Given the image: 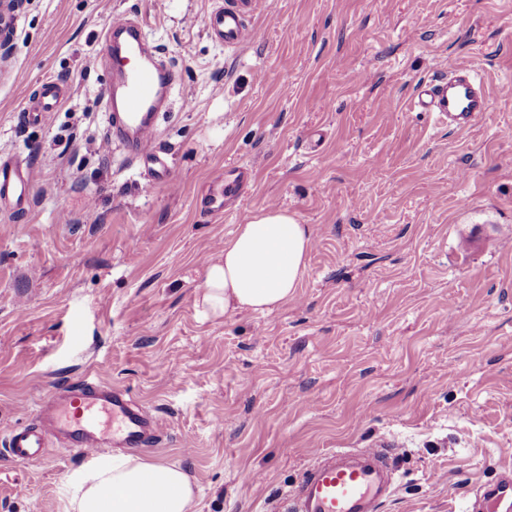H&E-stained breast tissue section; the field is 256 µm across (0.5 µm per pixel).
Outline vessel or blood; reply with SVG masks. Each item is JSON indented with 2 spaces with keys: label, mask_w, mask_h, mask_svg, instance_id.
<instances>
[{
  "label": "vessel or blood",
  "mask_w": 512,
  "mask_h": 512,
  "mask_svg": "<svg viewBox=\"0 0 512 512\" xmlns=\"http://www.w3.org/2000/svg\"><path fill=\"white\" fill-rule=\"evenodd\" d=\"M254 0H224L207 12L202 25L221 44L241 49L255 38L246 19ZM104 41L112 56V122L107 134L123 140L131 158L152 172L153 183H169L172 169L154 143V122L167 105L166 92L176 73L150 48L138 22L126 14L113 15ZM447 76L418 86L414 108L434 113L449 128L472 125L488 110V96L470 68L448 64ZM34 183L32 173H20L0 163V200L24 204ZM160 419L136 402L128 391L97 375L85 374L74 386L43 396L33 424L9 431L10 459L24 465L40 456L47 438L82 455L106 448L138 451L157 442ZM394 451L373 448H330L314 452L297 487L284 493L280 512H380L394 491ZM512 512V473L483 485L474 507Z\"/></svg>",
  "instance_id": "1"
}]
</instances>
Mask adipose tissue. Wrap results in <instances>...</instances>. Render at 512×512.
I'll list each match as a JSON object with an SVG mask.
<instances>
[{
  "mask_svg": "<svg viewBox=\"0 0 512 512\" xmlns=\"http://www.w3.org/2000/svg\"><path fill=\"white\" fill-rule=\"evenodd\" d=\"M312 248L308 225L287 210L254 211L206 264L195 305L203 318L268 313L294 298ZM68 512H196L189 474L174 463L100 455L66 477Z\"/></svg>",
  "mask_w": 512,
  "mask_h": 512,
  "instance_id": "ef3b65f1",
  "label": "adipose tissue"
}]
</instances>
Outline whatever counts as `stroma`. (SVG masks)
I'll return each instance as SVG.
<instances>
[{"label": "stroma", "instance_id": "35a3bbf8", "mask_svg": "<svg viewBox=\"0 0 512 512\" xmlns=\"http://www.w3.org/2000/svg\"><path fill=\"white\" fill-rule=\"evenodd\" d=\"M217 0H24L0 62V161L32 170L0 204V512H67L84 456L4 441L50 389L96 372L162 421L142 457L180 464L197 512H278L320 448L398 455L383 512H467L512 470V0H258L241 51L198 20ZM178 78L144 193L124 144L100 150L114 13ZM467 65L489 109L449 130L411 99ZM65 94L34 119L46 79ZM248 179L223 216L195 198ZM275 205L313 240L296 296L201 319L205 259Z\"/></svg>", "mask_w": 512, "mask_h": 512}]
</instances>
